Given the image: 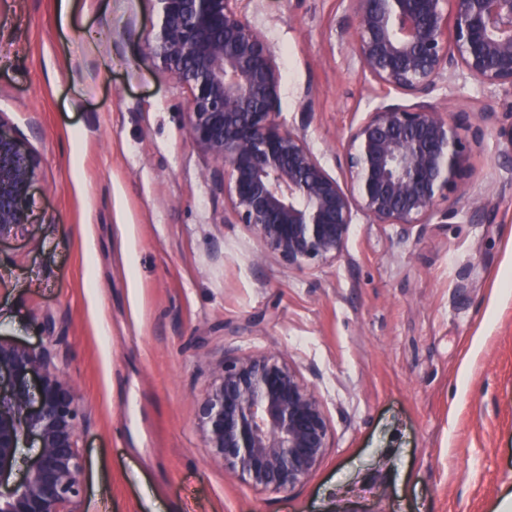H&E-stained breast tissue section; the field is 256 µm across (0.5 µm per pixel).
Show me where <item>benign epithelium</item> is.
I'll return each mask as SVG.
<instances>
[{"mask_svg":"<svg viewBox=\"0 0 512 512\" xmlns=\"http://www.w3.org/2000/svg\"><path fill=\"white\" fill-rule=\"evenodd\" d=\"M144 49L187 86L191 143L214 162L223 223L243 224L261 248L304 268L338 258L358 214L369 224L457 216L468 147L460 113L434 101L437 82L469 78L512 88V0H344L346 47L375 83L377 102L350 127L347 184L278 122L281 72L239 0H157ZM39 160L0 117V242L31 223ZM81 400L45 352L0 338V512H69L82 493ZM213 459L255 489L289 491L329 448L314 391L271 354L224 357L199 405ZM40 453L11 481L23 441Z\"/></svg>","mask_w":512,"mask_h":512,"instance_id":"benign-epithelium-1","label":"benign epithelium"}]
</instances>
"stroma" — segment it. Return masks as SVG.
I'll return each instance as SVG.
<instances>
[{
  "instance_id": "obj_1",
  "label": "stroma",
  "mask_w": 512,
  "mask_h": 512,
  "mask_svg": "<svg viewBox=\"0 0 512 512\" xmlns=\"http://www.w3.org/2000/svg\"><path fill=\"white\" fill-rule=\"evenodd\" d=\"M304 126L345 180L369 79L340 0H241ZM157 0H0V117L38 156L31 222L0 243V337L46 349L82 400L74 512H497L512 494V89L433 96L464 113L450 224L358 219L337 259L297 269L223 223L188 88L143 50ZM495 110L475 136V105ZM485 203L481 220L469 204ZM276 354L330 422L313 475L252 488L216 463L198 404L224 357Z\"/></svg>"
}]
</instances>
